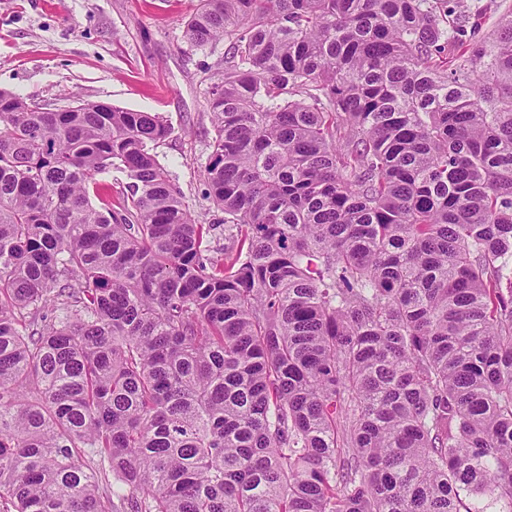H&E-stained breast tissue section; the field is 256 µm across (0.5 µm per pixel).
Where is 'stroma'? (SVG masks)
I'll return each instance as SVG.
<instances>
[{"label": "stroma", "mask_w": 512, "mask_h": 512, "mask_svg": "<svg viewBox=\"0 0 512 512\" xmlns=\"http://www.w3.org/2000/svg\"><path fill=\"white\" fill-rule=\"evenodd\" d=\"M196 0H0V90L57 106L62 92L159 115L156 150L203 224L224 213L206 197L214 130L207 110L224 44L195 48L184 31Z\"/></svg>", "instance_id": "stroma-1"}]
</instances>
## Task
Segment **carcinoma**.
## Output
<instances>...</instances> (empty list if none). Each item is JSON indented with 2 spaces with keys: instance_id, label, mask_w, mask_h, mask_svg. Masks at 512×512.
Here are the masks:
<instances>
[{
  "instance_id": "cac0c4a2",
  "label": "carcinoma",
  "mask_w": 512,
  "mask_h": 512,
  "mask_svg": "<svg viewBox=\"0 0 512 512\" xmlns=\"http://www.w3.org/2000/svg\"><path fill=\"white\" fill-rule=\"evenodd\" d=\"M185 37L226 43L219 255L160 116L0 91L3 512H512V7L197 0Z\"/></svg>"
}]
</instances>
